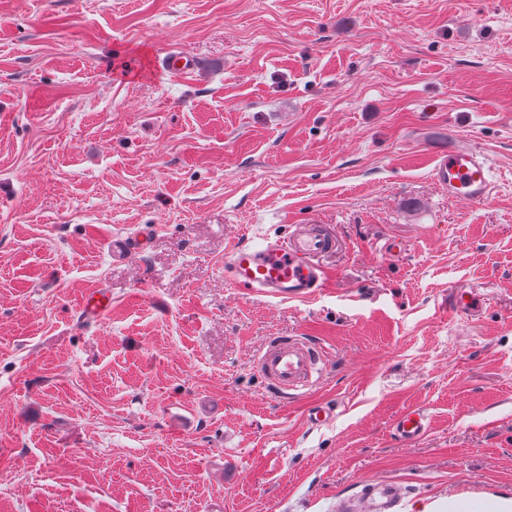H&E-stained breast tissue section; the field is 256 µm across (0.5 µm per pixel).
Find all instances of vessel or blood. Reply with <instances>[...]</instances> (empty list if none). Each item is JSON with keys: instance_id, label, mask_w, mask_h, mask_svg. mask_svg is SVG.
Masks as SVG:
<instances>
[{"instance_id": "b4317fda", "label": "vessel or blood", "mask_w": 512, "mask_h": 512, "mask_svg": "<svg viewBox=\"0 0 512 512\" xmlns=\"http://www.w3.org/2000/svg\"><path fill=\"white\" fill-rule=\"evenodd\" d=\"M159 69L172 74L191 73L198 63L190 55L171 51L158 58ZM435 181L458 203L475 206L488 201L494 184L489 160L480 148L451 137L447 147L433 151ZM332 235L309 224L301 227L289 241L264 235L233 247L224 260V277L237 287L263 293L284 301L302 300L324 285L319 257L334 250ZM112 307L109 294L94 291L85 295L82 311L86 317L99 319ZM259 375L276 397L287 399L291 391L310 384L322 372V353L305 341L274 336L254 359ZM429 418L420 409H409L394 424L396 436L405 443L423 437Z\"/></svg>"}]
</instances>
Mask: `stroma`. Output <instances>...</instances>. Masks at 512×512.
Segmentation results:
<instances>
[{
  "instance_id": "1",
  "label": "stroma",
  "mask_w": 512,
  "mask_h": 512,
  "mask_svg": "<svg viewBox=\"0 0 512 512\" xmlns=\"http://www.w3.org/2000/svg\"><path fill=\"white\" fill-rule=\"evenodd\" d=\"M452 133L483 205L432 176ZM299 224L335 237L325 288L225 281ZM273 336L325 355L287 401ZM369 481L512 512V0H0V512H336ZM159 70L172 74L193 73L199 68L196 59L190 55L177 51H170L157 59ZM435 181L448 198L466 206L488 201L494 184L489 160L480 148L466 144L457 136L448 138V146L433 150ZM81 308L86 317L97 320L112 308V296L101 291L88 293L82 301ZM429 428L428 415L421 409H409L399 415L394 424L395 435L405 443L423 437Z\"/></svg>"
}]
</instances>
